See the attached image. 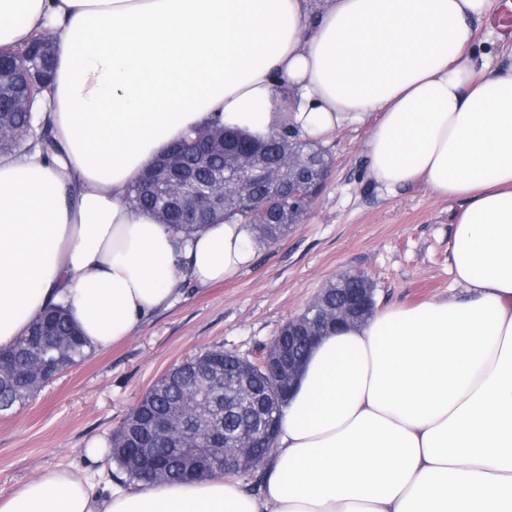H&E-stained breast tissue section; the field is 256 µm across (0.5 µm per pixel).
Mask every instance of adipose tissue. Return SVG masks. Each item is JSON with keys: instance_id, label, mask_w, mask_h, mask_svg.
Segmentation results:
<instances>
[{"instance_id": "ef3b65f1", "label": "adipose tissue", "mask_w": 512, "mask_h": 512, "mask_svg": "<svg viewBox=\"0 0 512 512\" xmlns=\"http://www.w3.org/2000/svg\"><path fill=\"white\" fill-rule=\"evenodd\" d=\"M489 0H0V49L54 33L59 155H0V349L61 304L96 349L185 282L251 259L250 229L184 239L131 208L174 141L221 122L319 140L369 124L386 190L461 201L458 295L324 336L283 410L259 492L215 477L131 490L48 470L0 512H512V65L476 51ZM298 100L277 111L275 86Z\"/></svg>"}]
</instances>
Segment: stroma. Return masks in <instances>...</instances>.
<instances>
[{"label": "stroma", "mask_w": 512, "mask_h": 512, "mask_svg": "<svg viewBox=\"0 0 512 512\" xmlns=\"http://www.w3.org/2000/svg\"><path fill=\"white\" fill-rule=\"evenodd\" d=\"M367 126L323 139L333 157L330 182L303 222L223 283L187 286L168 310L134 336L64 371L26 405L0 415V494L43 469L93 480H122L112 460L85 449L110 439L137 402L169 369L221 346L248 353L270 343L338 274L376 284L378 307L414 306L457 294L448 262L460 203L421 183L389 191L367 166Z\"/></svg>", "instance_id": "stroma-1"}]
</instances>
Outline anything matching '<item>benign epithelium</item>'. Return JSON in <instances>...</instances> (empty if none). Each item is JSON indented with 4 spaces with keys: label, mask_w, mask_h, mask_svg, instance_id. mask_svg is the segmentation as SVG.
<instances>
[{
    "label": "benign epithelium",
    "mask_w": 512,
    "mask_h": 512,
    "mask_svg": "<svg viewBox=\"0 0 512 512\" xmlns=\"http://www.w3.org/2000/svg\"><path fill=\"white\" fill-rule=\"evenodd\" d=\"M12 70L18 77L23 93L28 101L34 94L45 88V81L37 67L25 66L15 57L0 54V71ZM12 109L0 107V143L12 137L16 130L11 116ZM236 136L226 131L217 133L208 126L198 128L189 141L173 144L158 158L143 177L145 185L167 200V208L159 213L158 221L168 223V218L178 214L182 224H208L212 221L215 209L224 206L226 186L235 185L244 194L245 204L252 213L264 216L263 223H276V214L271 202L253 195L256 182L261 180L272 190L288 189L290 195L312 194L317 196L329 181L332 168H321L310 176L303 172L293 151H284L279 159L265 164L255 158L234 157L224 162V170L201 177L188 169L185 159L193 157L196 166L205 168L211 159L224 155V151L234 152ZM373 300L363 288H348L336 294V306L322 305L314 315L307 319L301 315L288 319V348L277 349L260 357L240 355L234 351H224V358L234 362L235 379L238 391L242 395L252 392L251 383L261 373L272 371L278 377L279 393L276 396L259 394L255 397L256 410L266 429L257 432L254 429L238 431L234 445L220 447L224 426L209 417L215 399L208 392H194L186 396L185 404L192 407L203 417L200 424L179 428L177 415L162 414L154 417L149 424L151 442L157 448L165 447L177 455L194 459L180 476L191 480L195 471L200 469L197 459L208 461L219 459L224 476H241L262 465L274 447L273 421L278 408L293 390L311 349L318 340L331 329L346 320L360 319L368 315ZM35 339L45 352L51 356L39 360L26 368L32 379L43 384L60 375L64 370L61 357L65 343L55 334L49 322L43 323L35 334ZM138 469L145 483H157L167 477L169 461L161 455L142 452L139 454Z\"/></svg>",
    "instance_id": "7a95c632"
}]
</instances>
